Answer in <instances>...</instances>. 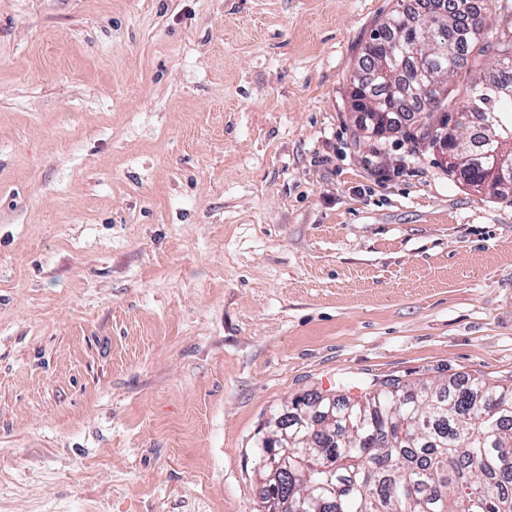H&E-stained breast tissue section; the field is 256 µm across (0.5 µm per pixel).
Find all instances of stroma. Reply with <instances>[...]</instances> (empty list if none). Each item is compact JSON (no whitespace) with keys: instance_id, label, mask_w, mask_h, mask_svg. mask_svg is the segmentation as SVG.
I'll return each mask as SVG.
<instances>
[{"instance_id":"stroma-1","label":"stroma","mask_w":512,"mask_h":512,"mask_svg":"<svg viewBox=\"0 0 512 512\" xmlns=\"http://www.w3.org/2000/svg\"><path fill=\"white\" fill-rule=\"evenodd\" d=\"M398 0H0V512H260L293 398L512 381V204L360 130Z\"/></svg>"}]
</instances>
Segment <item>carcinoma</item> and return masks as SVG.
Masks as SVG:
<instances>
[{"label": "carcinoma", "instance_id": "cac0c4a2", "mask_svg": "<svg viewBox=\"0 0 512 512\" xmlns=\"http://www.w3.org/2000/svg\"><path fill=\"white\" fill-rule=\"evenodd\" d=\"M463 10L422 0L420 10H394L361 48L358 72L350 80L351 108L424 121L406 132L415 143L435 145L442 131L459 128L462 118L492 121L481 137L499 136L512 152V14L490 17L488 7L465 0ZM502 27L487 38L483 23ZM404 41L414 67L428 72L432 87L395 74L387 84L372 82L392 36ZM489 55L495 69L478 71L456 101L445 79L464 68L472 55ZM456 168L468 185L487 181L470 138L459 136ZM334 423L308 436L314 426L288 419V437L300 459L274 494L295 499L319 492V512H512V385L481 378L403 386L388 379L358 398L336 396ZM327 459L334 472L311 467Z\"/></svg>", "mask_w": 512, "mask_h": 512}]
</instances>
